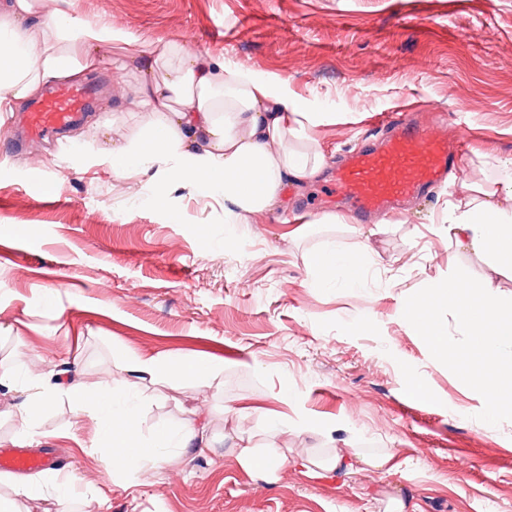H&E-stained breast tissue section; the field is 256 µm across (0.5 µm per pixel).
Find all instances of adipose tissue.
<instances>
[{"label": "adipose tissue", "instance_id": "obj_1", "mask_svg": "<svg viewBox=\"0 0 512 512\" xmlns=\"http://www.w3.org/2000/svg\"><path fill=\"white\" fill-rule=\"evenodd\" d=\"M45 2L13 0L9 14L0 16V112L12 111L14 102L31 97L49 81L97 67L104 52H111L116 64L131 56L130 41L121 30L62 9L46 11ZM42 13L47 19L41 26L22 28L23 20ZM134 56L140 91L133 106L153 119L141 139L113 146L107 162L114 178L153 170L175 175L203 197L223 202L229 225L224 240L235 244L236 225L279 209L289 183L301 184L322 172L326 153L312 131L334 122L336 115L310 111L290 98L285 78L230 69L223 60L185 53L162 38L150 39ZM441 221L458 250L512 272L511 173L488 184L470 183L463 199L448 202ZM364 267L362 253L328 245L312 255L308 276L316 283L338 281L358 288ZM129 370L142 378L176 382L187 376L206 381L224 367L197 357L160 355L134 358ZM0 388L26 391L19 422L26 434L60 395L75 413L96 416L100 453L113 475L158 471L168 461L166 449L184 453L209 445L204 427L193 423L177 437L157 426L152 443L142 444L139 405L116 406L109 387L92 389L72 381L53 393L39 378L20 376L13 366L0 370ZM235 457L244 470L271 479L287 451L243 438Z\"/></svg>", "mask_w": 512, "mask_h": 512}]
</instances>
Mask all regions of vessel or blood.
<instances>
[{
    "label": "vessel or blood",
    "instance_id": "b4317fda",
    "mask_svg": "<svg viewBox=\"0 0 512 512\" xmlns=\"http://www.w3.org/2000/svg\"><path fill=\"white\" fill-rule=\"evenodd\" d=\"M98 87L69 84L50 89L25 117L26 132L39 136L69 126L94 107ZM460 142L439 137L434 128L396 119L393 130L373 147L352 155L336 171V185L357 218L443 185L460 162ZM57 457L24 448H0V470L24 473L58 465Z\"/></svg>",
    "mask_w": 512,
    "mask_h": 512
}]
</instances>
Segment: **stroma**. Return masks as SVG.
I'll return each mask as SVG.
<instances>
[{
	"mask_svg": "<svg viewBox=\"0 0 512 512\" xmlns=\"http://www.w3.org/2000/svg\"><path fill=\"white\" fill-rule=\"evenodd\" d=\"M134 43L161 36L182 49L288 80V95L332 112L314 137L322 175L289 189L281 209L238 227L224 245V205L159 176L113 178V142L137 138L151 116L135 111V64L93 70L103 101L73 125L26 137L31 100L0 112V364L19 361L53 385L135 390L141 431L209 420L210 448L172 454L163 470L108 475L93 449L96 422L57 397L33 436L18 434L24 393L0 389V443L65 448L75 497L47 512H512V421L477 420L482 398L434 360L402 318L406 298L455 267L512 295V273L455 252L434 225L465 182L491 181L512 162V0H67ZM412 113L438 136L466 142L456 173L400 210L363 222L300 230L294 216L350 214L335 169L363 146L377 118ZM47 174L32 188V169ZM163 194H156V186ZM367 245L361 288H315L310 256L326 241ZM371 323H364V313ZM189 354L222 363L208 384L140 380L134 357ZM292 396L280 402L281 392ZM253 408L243 425L224 407ZM288 425L266 433V411ZM284 448L270 481L245 471L238 431ZM358 449L394 451L401 471L338 468L312 476L305 462Z\"/></svg>",
	"mask_w": 512,
	"mask_h": 512,
	"instance_id": "35a3bbf8",
	"label": "stroma"
}]
</instances>
